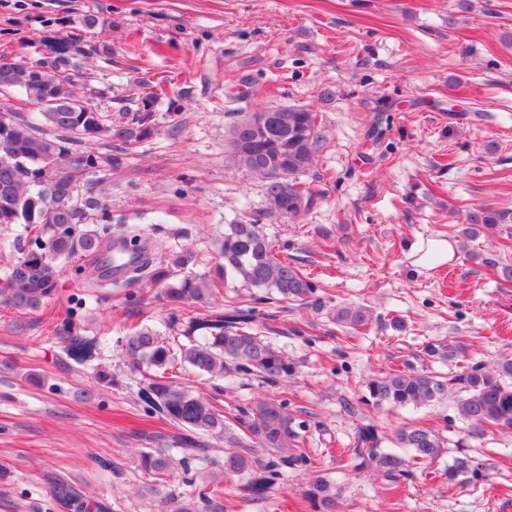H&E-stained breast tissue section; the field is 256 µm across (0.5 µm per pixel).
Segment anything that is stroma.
I'll return each instance as SVG.
<instances>
[{
	"label": "stroma",
	"instance_id": "obj_1",
	"mask_svg": "<svg viewBox=\"0 0 512 512\" xmlns=\"http://www.w3.org/2000/svg\"><path fill=\"white\" fill-rule=\"evenodd\" d=\"M510 32L512 0H0V50L35 61L45 37L71 34L95 49L80 61L75 90L109 119L160 92L151 137L126 153L96 143L119 162L88 174L100 207L84 221L121 216L148 242L194 248L196 273L214 275L213 242L225 225L266 207L260 181L229 158L231 124L269 106L323 117L329 147L303 176L315 205L260 226L318 293L286 308L228 278L220 299L229 309L257 297V331L296 374L275 385L240 376L224 395L204 377L189 380L227 412L262 396L311 412L300 447L308 461L285 468L262 498L243 479H225L216 512H316L303 496L316 477L333 485L342 512H512V431L467 432L448 399L392 412L359 401L379 373L449 375L512 357V283L499 273L512 264V223L466 240L437 267L410 256L417 242L462 225L472 206L512 212ZM325 86L331 97H320ZM377 123L384 136L375 145L368 131ZM471 251L484 263L470 262ZM79 265L61 261L58 293L44 308L0 306V512H55L58 480L81 484L111 512H159L182 481L151 482L139 455L177 454L181 431L144 412L142 377L117 340L141 321L165 335L179 327L158 286L144 285L138 311L123 290L91 293ZM350 303L370 307L374 321L348 344L332 311ZM67 318L104 339L98 359L61 362L53 329ZM100 370L108 381H97ZM401 423L433 427L447 447L432 464L410 465L395 508L356 448L369 429L388 447ZM464 457L480 473L449 492L445 472ZM100 458L114 471L101 470Z\"/></svg>",
	"mask_w": 512,
	"mask_h": 512
}]
</instances>
